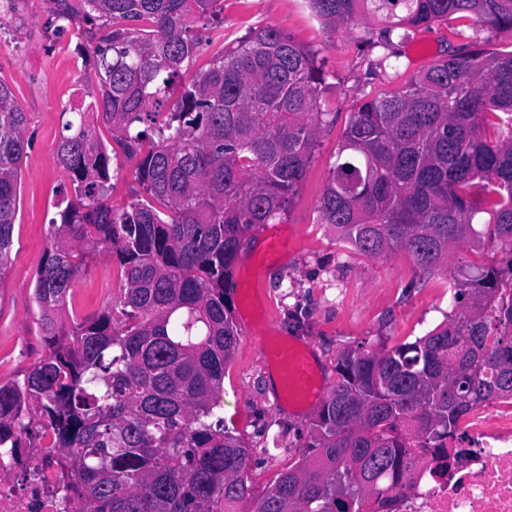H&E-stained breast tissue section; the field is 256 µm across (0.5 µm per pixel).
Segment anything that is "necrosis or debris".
<instances>
[{"label": "necrosis or debris", "mask_w": 512, "mask_h": 512, "mask_svg": "<svg viewBox=\"0 0 512 512\" xmlns=\"http://www.w3.org/2000/svg\"><path fill=\"white\" fill-rule=\"evenodd\" d=\"M467 452L447 474L425 448L391 492L394 512H512V400L491 399L460 420ZM15 469L0 456V512H57L55 476L44 470L37 479L8 481Z\"/></svg>", "instance_id": "necrosis-or-debris-1"}]
</instances>
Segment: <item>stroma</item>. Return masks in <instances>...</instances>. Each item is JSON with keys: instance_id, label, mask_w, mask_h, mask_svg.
I'll return each mask as SVG.
<instances>
[{"instance_id": "35a3bbf8", "label": "stroma", "mask_w": 512, "mask_h": 512, "mask_svg": "<svg viewBox=\"0 0 512 512\" xmlns=\"http://www.w3.org/2000/svg\"><path fill=\"white\" fill-rule=\"evenodd\" d=\"M55 0H11L0 16V81L7 83L28 114L11 262L0 274V381L22 376L46 352L33 299L35 272L48 246L47 229L56 217L70 175L57 160L64 110L89 104L88 78L96 47L107 34L98 23L70 26L57 34L48 21ZM224 21L198 20L200 51L186 76L207 69L213 56L249 30L271 26L323 58V97L329 118L317 133L307 174L279 227L287 249L279 266L242 265L234 279L236 324L241 332L224 374L220 416L250 452L248 482L261 495L301 459L312 413L297 414L269 393L272 370L257 342L261 336L311 342L328 384H335L338 354L357 346L387 347L414 341L445 322L453 310L450 272L458 263L486 267L501 254L491 246H468L447 269L419 271L403 251L375 258L339 240L321 223L319 199L354 108L404 87L436 60L481 46L512 50V32L495 31L467 18L433 23L384 47L381 23L328 27L306 0H224ZM395 51L393 65L376 62ZM124 277L118 265L101 257L77 279L63 321L94 316L120 299ZM251 332H244V324Z\"/></svg>"}]
</instances>
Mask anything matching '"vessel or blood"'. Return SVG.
I'll return each mask as SVG.
<instances>
[{
    "label": "vessel or blood",
    "instance_id": "b4317fda",
    "mask_svg": "<svg viewBox=\"0 0 512 512\" xmlns=\"http://www.w3.org/2000/svg\"><path fill=\"white\" fill-rule=\"evenodd\" d=\"M283 248L280 234L268 229L259 257L266 266H277ZM262 345L275 370L278 403L302 409L320 398L326 380L309 347L274 336L264 337Z\"/></svg>",
    "mask_w": 512,
    "mask_h": 512
}]
</instances>
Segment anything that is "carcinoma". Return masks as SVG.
Masks as SVG:
<instances>
[{"instance_id":"obj_1","label":"carcinoma","mask_w":512,"mask_h":512,"mask_svg":"<svg viewBox=\"0 0 512 512\" xmlns=\"http://www.w3.org/2000/svg\"><path fill=\"white\" fill-rule=\"evenodd\" d=\"M223 0H56L55 21L105 20L86 112L65 120L57 158L74 196L57 200L33 298L48 354L0 382V454L33 476L56 465L59 512H233L249 496V449L215 416L239 333L232 272L246 234L285 214L307 174L324 62L273 28L224 47L176 100L197 55L194 22ZM327 25L373 18L408 31L452 16L512 32V0H307ZM27 113L0 81V272L13 245ZM137 160L147 198L122 208L114 157ZM499 265L459 266V312L412 343L342 351L339 379L311 423L302 459L253 512H391L386 496L414 456L458 462L461 417L512 397V50L477 49L427 66L360 105L318 209L352 249L405 251L431 272L478 241ZM105 250L121 299L65 324L58 313ZM38 448L39 455L21 453Z\"/></svg>"}]
</instances>
